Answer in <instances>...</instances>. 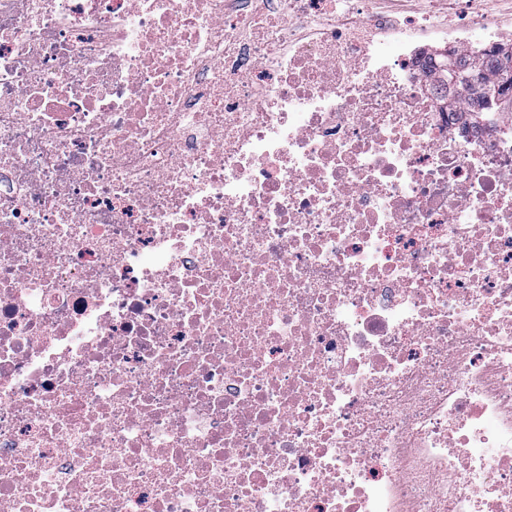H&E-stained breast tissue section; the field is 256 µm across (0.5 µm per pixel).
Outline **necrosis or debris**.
Listing matches in <instances>:
<instances>
[{
  "instance_id": "4bbe7bcc",
  "label": "necrosis or debris",
  "mask_w": 512,
  "mask_h": 512,
  "mask_svg": "<svg viewBox=\"0 0 512 512\" xmlns=\"http://www.w3.org/2000/svg\"><path fill=\"white\" fill-rule=\"evenodd\" d=\"M370 0H0V512H512V89ZM449 46H451V45L448 43V48L444 49V51L439 53L443 57L442 67L444 69L448 70L453 81H457V80L469 81V82L465 81V82H459V83H454V84H450L448 82V86L454 87L452 90H449L454 95V97L456 98V101H457V102L454 101V104H455L454 108H456L455 109V111H456L457 109H460L462 106L464 112H471L470 100L472 99V96L470 93V88L472 87V83H470V82H474V80H473L472 76L461 73L460 69L457 67L456 59L452 52V49Z\"/></svg>"
}]
</instances>
